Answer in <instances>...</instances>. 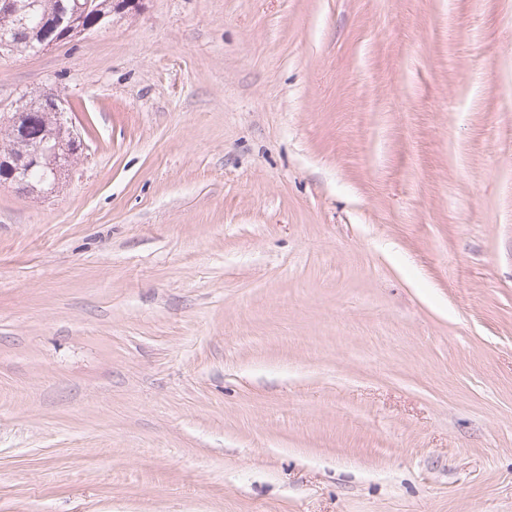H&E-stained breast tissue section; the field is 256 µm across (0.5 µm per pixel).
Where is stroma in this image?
I'll return each instance as SVG.
<instances>
[{
    "instance_id": "stroma-1",
    "label": "stroma",
    "mask_w": 512,
    "mask_h": 512,
    "mask_svg": "<svg viewBox=\"0 0 512 512\" xmlns=\"http://www.w3.org/2000/svg\"><path fill=\"white\" fill-rule=\"evenodd\" d=\"M45 89L0 512H512V0H143ZM43 112H48V115L43 117L40 126L38 117H42ZM51 112L62 118L59 127L56 115ZM68 114L65 103L60 96L53 90H47L43 92L37 103L6 118L10 127L19 125H23L25 128L40 126L39 129L34 130V133H42L44 137L41 138V134L32 136L33 140L27 147V139L33 132L25 134L20 128L16 130V133L9 132L7 142L0 143V155H18L22 150H26L20 158L0 156V171L8 173L7 176H3V179L7 177L6 181L4 182L1 178V183H9L22 193L35 192L37 190L29 181V175L36 171L40 175L38 183L44 184L43 190L50 187L46 190V194L52 193L59 177L65 170L64 164L71 159L69 157L66 161L59 160L61 148L68 142L76 148V152L84 147L81 134ZM57 128L58 132L54 136H46L53 135Z\"/></svg>"
}]
</instances>
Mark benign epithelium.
<instances>
[{
	"instance_id": "7a95c632",
	"label": "benign epithelium",
	"mask_w": 512,
	"mask_h": 512,
	"mask_svg": "<svg viewBox=\"0 0 512 512\" xmlns=\"http://www.w3.org/2000/svg\"><path fill=\"white\" fill-rule=\"evenodd\" d=\"M141 6L142 0H113L112 12L105 13L97 5V0H61L54 15L44 19L37 44L31 50L37 54L61 42L71 41L107 25L113 13L137 12ZM45 112H53L62 118L55 135L33 136L19 158L0 156V171L7 173L6 182L22 193L35 191L29 181V175L34 171L39 173V182L45 187L55 188L65 170L64 162L59 160L61 148L67 143L78 151L84 147L81 134L69 117L64 101L53 90L43 92L37 103L14 113L7 118V122L11 127H38V117Z\"/></svg>"
}]
</instances>
